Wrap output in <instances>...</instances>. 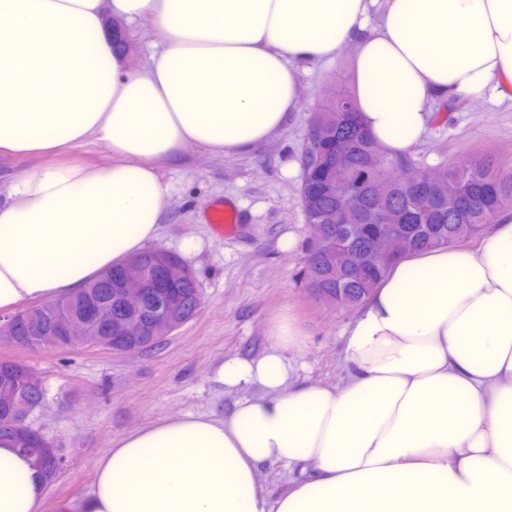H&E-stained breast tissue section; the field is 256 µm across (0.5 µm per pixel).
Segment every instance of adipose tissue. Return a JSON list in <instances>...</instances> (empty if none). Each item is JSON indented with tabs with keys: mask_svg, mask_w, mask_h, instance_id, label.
Wrapping results in <instances>:
<instances>
[{
	"mask_svg": "<svg viewBox=\"0 0 512 512\" xmlns=\"http://www.w3.org/2000/svg\"><path fill=\"white\" fill-rule=\"evenodd\" d=\"M110 17L151 19L161 50L131 69ZM350 41L359 120L390 156L423 141L435 98L512 102V0H0V155L112 151L0 187V312L143 250L171 196L159 162L271 138L300 63ZM270 336L218 373L255 395L122 437L65 512H512V212L385 273L344 335V382L292 385L299 332L283 316ZM270 461L297 471L274 499ZM45 488L0 444V512H38ZM81 160L88 163H104L112 160V153L104 142H92L75 148L63 160Z\"/></svg>",
	"mask_w": 512,
	"mask_h": 512,
	"instance_id": "ef3b65f1",
	"label": "adipose tissue"
}]
</instances>
